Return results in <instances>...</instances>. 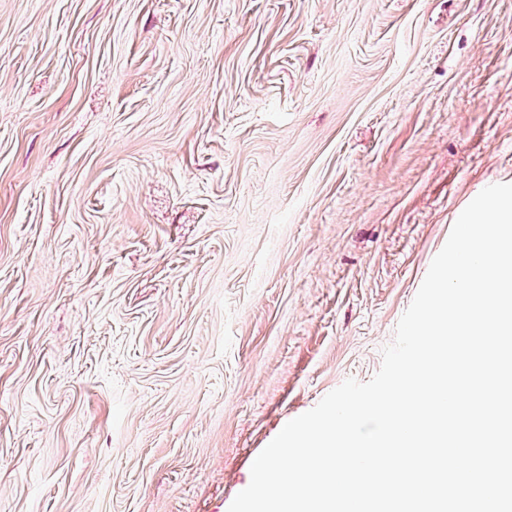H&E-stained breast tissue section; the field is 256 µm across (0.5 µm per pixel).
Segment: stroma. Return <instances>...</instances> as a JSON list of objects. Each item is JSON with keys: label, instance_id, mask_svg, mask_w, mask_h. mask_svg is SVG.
Instances as JSON below:
<instances>
[{"label": "stroma", "instance_id": "1", "mask_svg": "<svg viewBox=\"0 0 512 512\" xmlns=\"http://www.w3.org/2000/svg\"><path fill=\"white\" fill-rule=\"evenodd\" d=\"M512 183V0H0V512H228Z\"/></svg>", "mask_w": 512, "mask_h": 512}]
</instances>
